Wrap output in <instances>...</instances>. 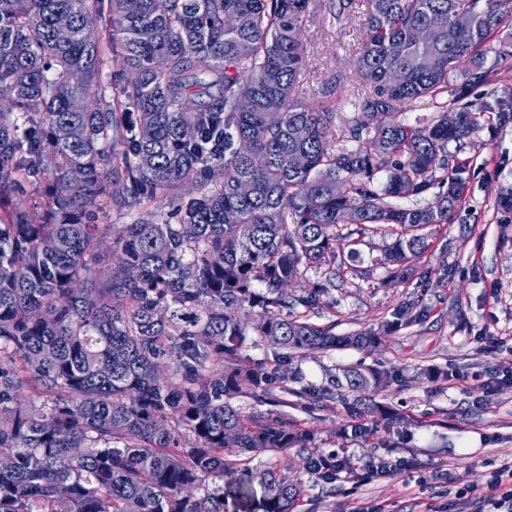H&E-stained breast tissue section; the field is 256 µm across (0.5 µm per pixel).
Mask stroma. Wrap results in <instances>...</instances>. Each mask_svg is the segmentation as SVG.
Masks as SVG:
<instances>
[{"instance_id": "stroma-1", "label": "stroma", "mask_w": 512, "mask_h": 512, "mask_svg": "<svg viewBox=\"0 0 512 512\" xmlns=\"http://www.w3.org/2000/svg\"><path fill=\"white\" fill-rule=\"evenodd\" d=\"M363 14L336 21L321 8L307 17V47L300 86L303 100L315 103L330 90L339 117L356 112L361 88L352 77L362 37ZM489 77L466 84L454 74L449 92H461L460 106L482 112L472 143L449 144L451 165L465 170L461 202L447 223L428 227L429 248L420 273L398 280L385 259L386 239L374 236L343 259L335 278L308 271L302 287L327 283L321 308L309 321L334 324L339 335L373 330L378 347H343L298 358V378L287 403L233 398L247 414L287 421L309 433V451H332L358 458L360 465L391 463L368 481L328 483L300 470L298 449L274 455L290 480L301 482L300 512H484L492 472L512 462V383L502 381L512 367V242L501 240L504 215L500 194L512 187V27L498 29L485 56ZM418 301L424 317H402L405 303ZM350 367L390 374L373 393V411L356 418L339 401L316 404L300 398L303 388H322L332 373ZM365 430H355L356 421ZM473 485L466 498L458 489Z\"/></svg>"}]
</instances>
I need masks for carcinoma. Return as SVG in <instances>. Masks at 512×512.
<instances>
[{"mask_svg":"<svg viewBox=\"0 0 512 512\" xmlns=\"http://www.w3.org/2000/svg\"><path fill=\"white\" fill-rule=\"evenodd\" d=\"M318 6L139 0L131 13L126 0H0V457L12 461L0 468V512H227L224 478L241 457L309 437L230 399L288 393L297 356L379 342L298 315L319 308L326 286L289 285L311 268L336 274V259L377 233L392 237L397 279L414 275L423 230L460 201L448 143H467L481 122L448 98V78H487L486 45L512 22V0H330L338 21L364 9L353 70L365 90L340 131L331 108L298 100L302 26ZM415 27L430 40L414 41ZM109 53L134 74L110 95ZM422 99L436 120H398ZM241 139L251 154L238 153ZM32 177L46 183L37 224L18 203ZM437 181L435 206L394 203ZM110 203L140 211L113 238L94 222ZM107 256L113 270L96 273ZM253 336L278 352L243 366ZM330 383L301 396L375 391L388 378L351 368ZM243 472L264 487L259 512L298 507L302 487L277 465Z\"/></svg>","mask_w":512,"mask_h":512,"instance_id":"cac0c4a2","label":"carcinoma"}]
</instances>
